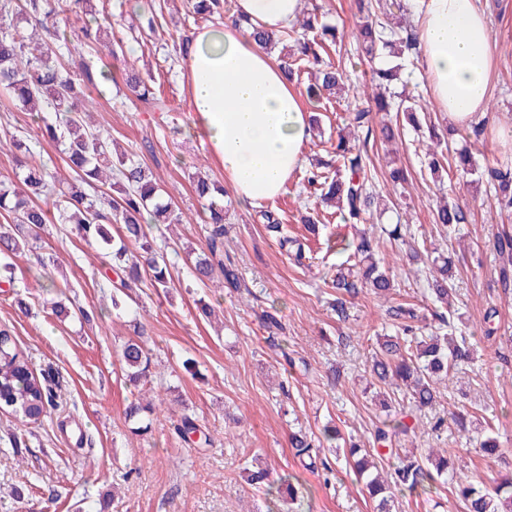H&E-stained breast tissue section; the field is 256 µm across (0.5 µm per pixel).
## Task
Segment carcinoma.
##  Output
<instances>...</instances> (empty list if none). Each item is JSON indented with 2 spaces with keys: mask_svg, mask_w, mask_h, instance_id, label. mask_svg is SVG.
<instances>
[{
  "mask_svg": "<svg viewBox=\"0 0 512 512\" xmlns=\"http://www.w3.org/2000/svg\"><path fill=\"white\" fill-rule=\"evenodd\" d=\"M138 16H148L147 27L152 33L166 34L158 25L161 7L155 0H136ZM71 11L81 10L92 19L70 38L60 33L54 23L56 6L52 0H0V94L15 102L23 112L39 115L51 109L52 122L37 125L40 136L64 146V154L73 172L69 181H62L43 164L29 159L31 149L21 140L6 142L0 138V149L10 145L18 151L15 177L0 180V213L6 223L0 224V268L9 272L6 260L37 248L53 222L73 224L78 234L95 244L112 260V271L122 289L146 277L153 287H170L171 271L167 258L154 247L144 227L143 213L153 215L156 224H181V213L172 207L167 192L154 171L142 160L126 151H119L110 135L103 133L89 120L92 95L99 92L103 80L124 85L133 96L150 111L163 110L155 93L150 73H141L123 63L117 64L123 52V38L119 36L122 21L110 14L93 15V0H65ZM360 9L366 10L357 26L355 37L367 56L374 58L382 51L395 53L399 46L418 50L415 30L403 37L387 27V13L380 10L382 0H360ZM188 12L193 15L218 17L234 25L240 18L232 13L230 0H189ZM249 37L265 50H270L285 35L294 44L297 57L283 58L280 68L286 81L300 79L302 68H307L313 82L307 87L310 99L320 102L336 97L337 92L351 84L346 68L324 58L327 47L337 42V29L325 21V13L315 7L306 12L286 30L269 34L251 23L245 25ZM109 48L116 64L97 68L81 61L76 55L95 51L99 46ZM399 65L373 71L370 85L363 86L362 94H372L379 112L402 113L412 127L421 126L418 110L422 106L409 99L394 101L387 94L385 83L392 80ZM353 130L365 132L369 138L372 112L355 105L349 112ZM432 146L427 149V168L432 173L441 169L439 156L443 151L452 154L456 171L472 176V182L486 183L493 193L494 204L501 211H512V165H488L483 170L474 167L468 148L442 146L435 131H429ZM340 136L333 148L340 165L333 172L329 163L312 169L307 183L321 190V201L336 205L343 220L356 224L366 220L372 210L380 206L378 196L369 188L372 180L367 169L366 155L356 141ZM197 196L209 202L206 251L196 257L194 276L204 284L216 277L233 288L238 287L239 276L230 263L224 262V185L194 173L189 176ZM46 199L54 200L58 218H52L42 205ZM267 228L279 234V246L301 265L310 248L300 238L281 234V226L274 214L263 212ZM467 222V212L460 205L448 202L437 207L435 224L443 228L456 227ZM344 251H352L354 264L336 270L327 286L336 290L335 311L339 319L349 318L344 296H355L363 288L385 297L395 288L390 271L381 266L377 258L375 237L363 232L356 239H336ZM499 257V277L503 288L512 286V229L502 225L494 241ZM434 302L441 311L435 312L440 324L450 329L443 335H421L420 323L425 319L414 303H400L389 308L396 321L395 335L378 342L372 356L370 373L391 394H403L411 411L420 413L433 406L439 393L438 386L448 379L455 367L472 359L474 342L464 334L455 335L456 327L450 317L456 289L451 266L447 258L437 256L427 266ZM128 381L137 386L147 377L150 366L149 349L144 334L125 341L121 347ZM58 404L52 388L42 382L31 369L28 357L18 350L8 327H0V411L20 415L30 422H38L57 410ZM153 402L138 398L126 408V416L142 421L153 412ZM348 456L354 458V474L363 483L368 496L375 502L374 512H393V490H431L441 477L448 476V450L432 448L425 457L411 455L406 463L394 469L392 482L382 479L374 469L382 460L377 448H351ZM246 481L250 485H264L269 494H287L296 499L297 490L291 482L280 479L278 485L269 481L266 469L250 470ZM457 498L463 512H512V479L487 483L468 480L457 484Z\"/></svg>",
  "mask_w": 512,
  "mask_h": 512,
  "instance_id": "1",
  "label": "carcinoma"
}]
</instances>
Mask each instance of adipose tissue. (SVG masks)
<instances>
[{
	"instance_id": "adipose-tissue-1",
	"label": "adipose tissue",
	"mask_w": 512,
	"mask_h": 512,
	"mask_svg": "<svg viewBox=\"0 0 512 512\" xmlns=\"http://www.w3.org/2000/svg\"><path fill=\"white\" fill-rule=\"evenodd\" d=\"M416 31L428 90L438 110L466 126L485 114L494 60L477 0H415ZM302 0H235V11L265 30L289 26ZM182 74L194 128L224 168L237 199L251 207L275 200L301 168L310 112L275 59L241 28L202 27Z\"/></svg>"
}]
</instances>
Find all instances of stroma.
Listing matches in <instances>:
<instances>
[{"label": "stroma", "mask_w": 512, "mask_h": 512, "mask_svg": "<svg viewBox=\"0 0 512 512\" xmlns=\"http://www.w3.org/2000/svg\"><path fill=\"white\" fill-rule=\"evenodd\" d=\"M341 40L335 55L354 82L365 83L373 65L363 58L352 37L358 21L354 0H318ZM96 12L124 15L125 56L139 71H150L165 111H143L138 102L107 86L94 114L98 128L130 152L144 140L154 151L145 163L157 173L188 224L147 225L157 247L167 253L173 277L169 292L142 282L123 309L112 307L115 276L110 260L77 236L72 225L56 224L45 245L14 258L13 285L0 287V326L13 330L20 350L35 373H50L58 408L38 423H25L0 413V512H77L79 503L94 505L111 489L118 498L107 512H373L362 483L344 465L332 471L304 469L290 444L293 433L319 437L324 426L359 445L371 441L377 426L404 419V405L383 409L369 365L377 337L393 334L387 301L362 290L349 298L350 317L338 319L327 280L347 261L346 254L327 250L326 238L348 233L339 217H331L311 239L308 267L294 265L280 249L279 234L305 236L306 210L325 211L297 172L283 193L266 208L232 202L224 213V254L234 262L237 287L222 281L196 284L195 253L205 248L208 226L203 202L188 179L199 171L223 180L224 169L207 145L191 131L193 114L179 58L170 42L154 40L145 23L132 14L130 0H93ZM491 33L494 68L490 100L482 121L487 131L472 154L478 167L512 163V0H480ZM392 91L417 100L434 122L447 125L428 90L420 56L405 61ZM352 98L333 99L319 110V134L305 146L306 168L329 161V140L347 123ZM36 123L29 113L7 109L0 99V135L33 140L34 159L47 164L59 179L72 172L52 143H36ZM399 167L408 173L407 194L397 195L387 176L386 148L379 138L367 146L373 191L391 196L385 214L367 218L366 232L400 228L409 242L438 249L452 262L456 276L455 307L459 330L474 337L471 362L462 364L432 408L426 409L416 432L399 433L393 447L408 451L447 449L456 479L512 478V291H503L493 239L501 225H512V212L497 210L485 190L445 169L431 175L425 165L427 134L400 125ZM460 204L468 213L458 230L440 229L434 209L440 198ZM273 211L282 233L268 231L262 210ZM380 243L393 267L396 301L430 305L429 283L392 253L388 237ZM54 262L41 266L40 257ZM66 288L73 307L93 312L91 322L53 315L46 299ZM215 309L211 318L201 303ZM274 312L283 329L268 339L266 312ZM494 313V334H486L485 316ZM142 324L150 336L148 389L160 394L148 431L138 432L125 411L133 386L125 380L120 346ZM195 373H188L185 361ZM193 417L210 437L197 447L182 441L174 426L182 415ZM445 428L433 432L437 420ZM494 420L500 457L479 448L487 420ZM263 461L272 479L291 476L297 501L266 494L244 479L246 468ZM396 512H461L447 485L437 492L397 494Z\"/></svg>", "instance_id": "stroma-1"}]
</instances>
